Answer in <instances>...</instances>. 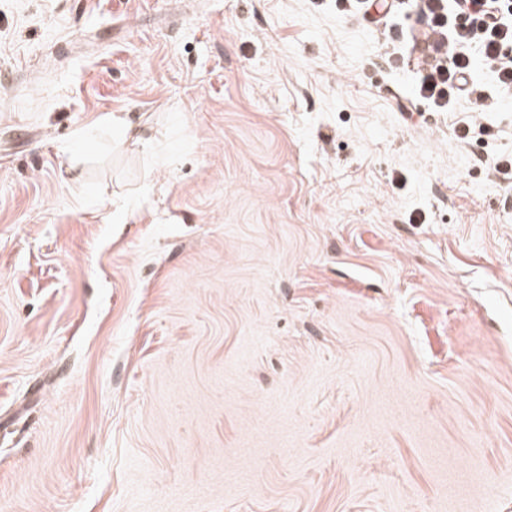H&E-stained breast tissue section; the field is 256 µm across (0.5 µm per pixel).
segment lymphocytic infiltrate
<instances>
[{"label": "lymphocytic infiltrate", "instance_id": "lymphocytic-infiltrate-1", "mask_svg": "<svg viewBox=\"0 0 512 512\" xmlns=\"http://www.w3.org/2000/svg\"><path fill=\"white\" fill-rule=\"evenodd\" d=\"M454 9L466 18V25L452 32L436 22L423 31L426 47L420 59L424 75L417 93L442 109L468 90L472 63L457 50L463 43H479L485 66L500 84L512 86V59L505 54L512 46V19L499 13L495 0H454Z\"/></svg>", "mask_w": 512, "mask_h": 512}]
</instances>
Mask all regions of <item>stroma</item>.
<instances>
[{
  "label": "stroma",
  "mask_w": 512,
  "mask_h": 512,
  "mask_svg": "<svg viewBox=\"0 0 512 512\" xmlns=\"http://www.w3.org/2000/svg\"><path fill=\"white\" fill-rule=\"evenodd\" d=\"M428 22L0 0V512H512V87L398 111Z\"/></svg>",
  "instance_id": "obj_1"
}]
</instances>
